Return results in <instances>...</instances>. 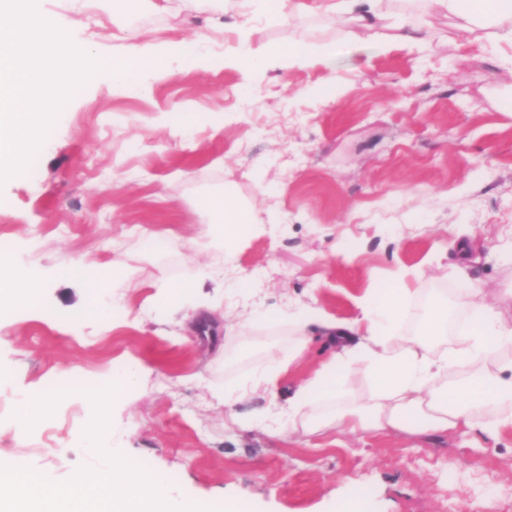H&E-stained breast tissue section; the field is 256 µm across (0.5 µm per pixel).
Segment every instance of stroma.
Masks as SVG:
<instances>
[{
  "label": "stroma",
  "mask_w": 512,
  "mask_h": 512,
  "mask_svg": "<svg viewBox=\"0 0 512 512\" xmlns=\"http://www.w3.org/2000/svg\"><path fill=\"white\" fill-rule=\"evenodd\" d=\"M285 19L255 17L267 42H336V56L274 67L244 85L224 67L246 0H37L99 53L132 42L205 36L208 62L181 56L142 90L95 75L67 102L27 173L0 186L11 210L0 247L33 278L37 304L0 309V458L65 483L120 454L164 475L195 512H512V429L498 440L415 430L348 435L302 418L277 430L254 416L286 410L320 365L298 350L295 313L359 317V298L411 289L422 302L471 295L512 327V44L430 18L427 43L384 49L388 29L345 45L346 18L320 0ZM233 182L254 207L231 248L201 238L204 203ZM69 232H59V225ZM164 241L156 251L142 236ZM123 261L120 315L84 318L90 274ZM63 268L77 269L73 278ZM200 279L218 323L187 326L189 301L162 309L161 283ZM135 384L100 408L79 392L18 431L14 393L74 375ZM284 367L275 393L228 400L225 387Z\"/></svg>",
  "instance_id": "obj_1"
}]
</instances>
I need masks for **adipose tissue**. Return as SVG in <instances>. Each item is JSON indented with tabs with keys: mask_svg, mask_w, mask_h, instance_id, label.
<instances>
[{
	"mask_svg": "<svg viewBox=\"0 0 512 512\" xmlns=\"http://www.w3.org/2000/svg\"><path fill=\"white\" fill-rule=\"evenodd\" d=\"M381 0H326L329 13L345 12L355 23L349 42L362 41L380 27ZM420 13L404 21L392 42L421 46L429 18L436 12L455 17L457 31L473 34L492 31L512 42V0H421ZM251 16L235 26L236 44L224 53L225 65L243 78L274 63L305 65L312 59L335 56L336 44L308 47L275 46L254 37L251 17L265 14L269 0H248ZM206 234L211 242L231 247L241 225L255 221L253 211L232 188L213 197L207 205ZM406 295L363 300L360 318L343 322L319 317L318 322L330 350L327 361L303 382L288 408L290 416L307 415L315 424L335 423L355 434L365 429L406 431L420 426L435 432L480 431L498 437L512 426V360L501 358L502 344H512V329H506L488 309H470V323L455 352L457 360L472 362L478 372L462 385H436L445 369L430 353L431 345L448 333V304L431 301L423 308L419 331L406 335L402 329ZM358 374L370 385L364 404L334 413L311 412L313 403L335 398L350 375ZM184 512L171 499L163 475L145 473L116 457L100 466L73 475L67 486L47 488L40 472L19 466L0 465V512Z\"/></svg>",
	"mask_w": 512,
	"mask_h": 512,
	"instance_id": "obj_1",
	"label": "adipose tissue"
}]
</instances>
